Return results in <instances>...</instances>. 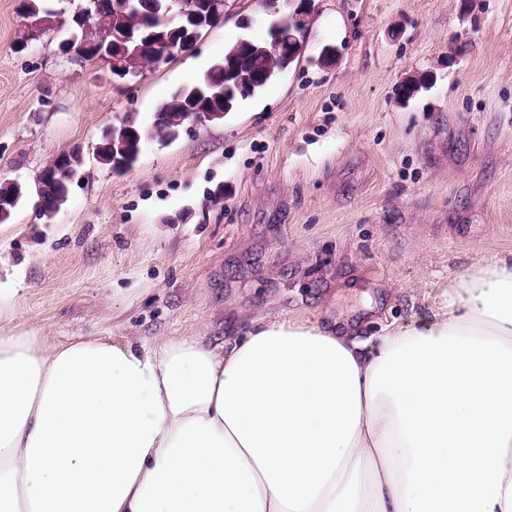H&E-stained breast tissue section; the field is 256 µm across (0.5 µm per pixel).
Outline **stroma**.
Returning <instances> with one entry per match:
<instances>
[{
    "instance_id": "1",
    "label": "stroma",
    "mask_w": 512,
    "mask_h": 512,
    "mask_svg": "<svg viewBox=\"0 0 512 512\" xmlns=\"http://www.w3.org/2000/svg\"><path fill=\"white\" fill-rule=\"evenodd\" d=\"M312 2L288 70L116 173L94 155L103 130L151 128L228 47L264 40L263 0H228L191 52L125 78L69 60L63 32L27 40L22 0H0V184L84 160L53 223L31 197L0 224L1 331L221 343L289 320L368 338L512 257V0Z\"/></svg>"
}]
</instances>
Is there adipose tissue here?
<instances>
[{"mask_svg": "<svg viewBox=\"0 0 512 512\" xmlns=\"http://www.w3.org/2000/svg\"><path fill=\"white\" fill-rule=\"evenodd\" d=\"M0 512H512V261L366 341L0 335Z\"/></svg>", "mask_w": 512, "mask_h": 512, "instance_id": "ef3b65f1", "label": "adipose tissue"}]
</instances>
